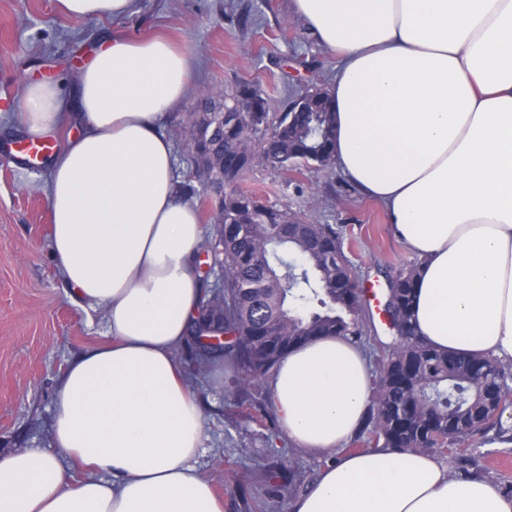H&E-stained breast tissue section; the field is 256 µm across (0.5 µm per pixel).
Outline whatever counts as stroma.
<instances>
[{
	"instance_id": "obj_1",
	"label": "stroma",
	"mask_w": 512,
	"mask_h": 512,
	"mask_svg": "<svg viewBox=\"0 0 512 512\" xmlns=\"http://www.w3.org/2000/svg\"><path fill=\"white\" fill-rule=\"evenodd\" d=\"M289 0H139L121 21L82 22L64 17L57 0H0V145L24 135L18 112L29 80L74 74L94 52L100 35L131 38L163 35L181 44L192 62L191 92L171 113L165 130L175 146L178 176L190 163L188 115L214 87L233 93L250 82L283 112L304 89H328L335 54L319 46ZM50 163H21L0 152V455L26 448L50 449L54 387L72 358L103 339V311L72 302L51 256L46 181ZM265 201L341 231L343 251L361 290L367 325L363 345L378 360L393 332L382 309L386 277L417 263L387 223L382 206L363 195L336 168L292 170L257 159L246 175ZM199 394L205 451L198 471L224 499V512H248L268 499L275 483L262 467L265 436L277 429L276 445L300 488L315 479L330 454L291 446L274 410L247 421L225 402L235 393L232 370L217 374L199 364L192 347L177 353ZM453 475L486 477L512 497V418L499 429L471 438L462 454L443 456Z\"/></svg>"
}]
</instances>
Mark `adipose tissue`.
<instances>
[{"label": "adipose tissue", "mask_w": 512, "mask_h": 512, "mask_svg": "<svg viewBox=\"0 0 512 512\" xmlns=\"http://www.w3.org/2000/svg\"><path fill=\"white\" fill-rule=\"evenodd\" d=\"M82 21L137 0H58ZM339 65L333 162L420 262L412 323L439 351L512 360V0H290ZM186 49L103 36L72 86L29 83L37 140L77 126L47 184L51 251L103 340L69 363L51 450L0 458V512H224L198 473L199 400L176 359L203 290V228L178 191L166 119L191 91ZM289 442L335 453L290 512H512L485 478L430 453H348L372 388L358 344L292 348L267 380ZM84 466L74 478L75 466Z\"/></svg>", "instance_id": "ef3b65f1"}]
</instances>
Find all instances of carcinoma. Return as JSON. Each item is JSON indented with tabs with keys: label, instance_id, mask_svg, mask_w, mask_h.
<instances>
[{
	"label": "carcinoma",
	"instance_id": "1",
	"mask_svg": "<svg viewBox=\"0 0 512 512\" xmlns=\"http://www.w3.org/2000/svg\"><path fill=\"white\" fill-rule=\"evenodd\" d=\"M255 90L240 84L231 94H217L194 116L192 125L205 128L210 140L194 152L193 167L180 192L202 197L205 181L224 191V207L211 222L207 246L211 263L205 275H224L204 291L199 317L189 335L197 360L224 358L238 379L241 393L229 400L247 420L261 412L253 391L288 351L320 336H344L363 341L360 292L345 256L340 232L333 224H297L285 206L264 204L239 187L253 167V137H262L266 160L284 168L290 164H332L334 110L327 92L317 108L284 111L273 118L267 102L259 101L260 116H237L251 109ZM287 247L304 262L294 265L278 255ZM420 265L388 278L385 307L399 316L392 346L383 350L373 381L375 399L365 418L362 445L438 453L454 442H465L488 429L496 412L512 402V370L486 357H466L438 351L413 334L411 305ZM219 328L229 335L224 347L203 342ZM281 480L279 492L291 491L293 477L282 462L264 465Z\"/></svg>",
	"mask_w": 512,
	"mask_h": 512
}]
</instances>
